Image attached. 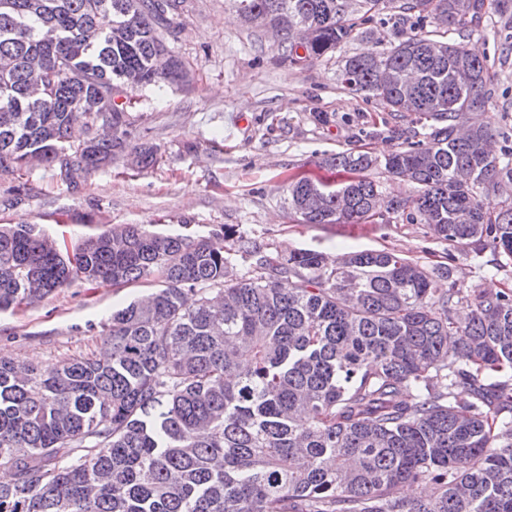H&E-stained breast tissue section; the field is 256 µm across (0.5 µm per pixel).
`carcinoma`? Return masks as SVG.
I'll use <instances>...</instances> for the list:
<instances>
[{
  "instance_id": "carcinoma-1",
  "label": "carcinoma",
  "mask_w": 512,
  "mask_h": 512,
  "mask_svg": "<svg viewBox=\"0 0 512 512\" xmlns=\"http://www.w3.org/2000/svg\"><path fill=\"white\" fill-rule=\"evenodd\" d=\"M236 2L295 64L357 37L346 0ZM184 3L0 0V171L55 167L70 185L119 156L158 165L156 146L131 145L128 109L136 89L189 82L167 45ZM484 6L402 0L401 16L435 30L412 24L345 60V87L424 132L382 159L327 156L345 173L335 185L289 180L300 223L402 214L512 260V148L487 152L486 61L444 39ZM377 166L414 194L381 202L365 175ZM76 280L154 288L112 311L104 360L0 357V512H512V420L497 419L512 413L497 379L512 372L511 290H464L450 266L388 249L284 251L234 224L199 238L117 224L71 255L34 225L0 224V312ZM420 483L433 494L393 493Z\"/></svg>"
}]
</instances>
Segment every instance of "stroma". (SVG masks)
<instances>
[{"label":"stroma","instance_id":"35a3bbf8","mask_svg":"<svg viewBox=\"0 0 512 512\" xmlns=\"http://www.w3.org/2000/svg\"><path fill=\"white\" fill-rule=\"evenodd\" d=\"M184 27L170 45L195 78L186 88L148 86L134 94V142L157 145L158 167L139 171L128 159L61 183L38 166L0 173V224H34L67 247L115 224H150L156 231L206 237L225 224L281 249L336 256L388 248L430 267L450 265L459 286L512 290V265L496 268L488 249L453 245L425 225L390 214L374 224H302L288 206L287 180H337L325 155L393 150V128H416L414 116H390L372 95L339 81L349 56L367 45L389 47L398 29L390 11L335 54L301 64L279 41L245 22L232 0H188ZM466 44L484 58L502 136L512 139V22L486 5ZM138 288H98L77 281L37 306L0 312V356L49 368L65 358L102 357L104 325Z\"/></svg>","mask_w":512,"mask_h":512}]
</instances>
